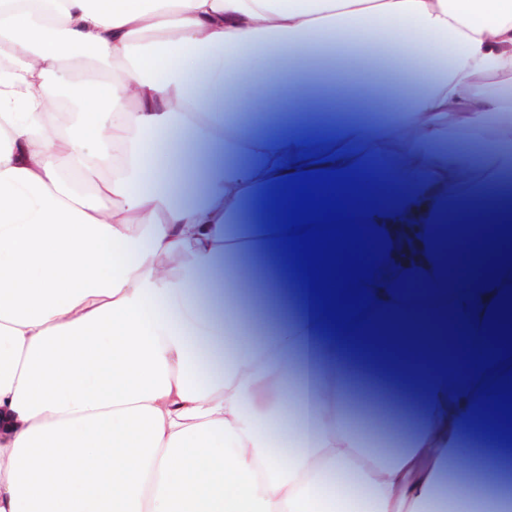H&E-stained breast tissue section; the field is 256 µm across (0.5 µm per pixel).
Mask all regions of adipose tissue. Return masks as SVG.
<instances>
[{"label":"adipose tissue","mask_w":512,"mask_h":512,"mask_svg":"<svg viewBox=\"0 0 512 512\" xmlns=\"http://www.w3.org/2000/svg\"><path fill=\"white\" fill-rule=\"evenodd\" d=\"M353 38L335 72L419 88L385 120L365 84L316 119L305 76ZM0 57V512H499L462 446L486 425L496 453L484 392L512 380V0H0ZM458 135L481 161L445 150ZM380 162L406 191L358 217L379 245L367 325L324 332L304 295L254 335L216 290L242 255L280 256L269 189L320 164L369 189ZM451 210L486 222L483 275L450 272ZM355 350L423 394L392 456L351 429Z\"/></svg>","instance_id":"1"}]
</instances>
